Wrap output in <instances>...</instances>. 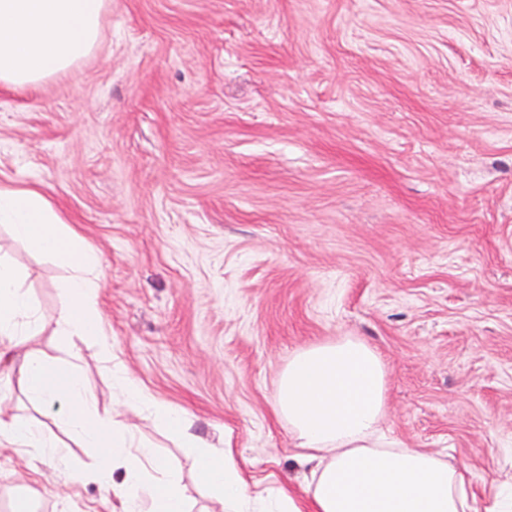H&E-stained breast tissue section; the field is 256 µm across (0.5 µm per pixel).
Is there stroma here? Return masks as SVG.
<instances>
[{"label":"stroma","instance_id":"1","mask_svg":"<svg viewBox=\"0 0 512 512\" xmlns=\"http://www.w3.org/2000/svg\"><path fill=\"white\" fill-rule=\"evenodd\" d=\"M0 180L101 256L107 353L59 329L72 269L0 226L31 348L79 349L193 512L222 510L196 449L120 401L114 370L229 440L251 490L298 496L277 380L343 337L386 365L385 430L512 497V0H108L92 55L0 85ZM56 466L0 451V512H108Z\"/></svg>","mask_w":512,"mask_h":512}]
</instances>
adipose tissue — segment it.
Segmentation results:
<instances>
[{
  "label": "adipose tissue",
  "mask_w": 512,
  "mask_h": 512,
  "mask_svg": "<svg viewBox=\"0 0 512 512\" xmlns=\"http://www.w3.org/2000/svg\"><path fill=\"white\" fill-rule=\"evenodd\" d=\"M107 0H0V84L34 87L76 64L95 47ZM0 225L71 267L63 288L67 307L58 324L70 337H104L99 317L100 257L36 189L0 181ZM22 274L0 261V369L55 425L98 449L97 479L116 500L112 512H189L172 466L136 441L129 425L100 412L75 366L28 348L37 320ZM124 403L146 408L178 443L198 449L199 480L224 512H256L253 495L232 450H204L192 423L151 398L128 375L119 377ZM387 372L376 351L356 338L298 350L283 371L274 401L287 422L296 460L310 468L305 497L282 495L274 512H502L482 506L465 468L436 453L410 448L381 429ZM34 449L58 459V480L80 473L67 464L64 444L42 427L23 423L0 402V449Z\"/></svg>",
  "instance_id": "adipose-tissue-1"
}]
</instances>
